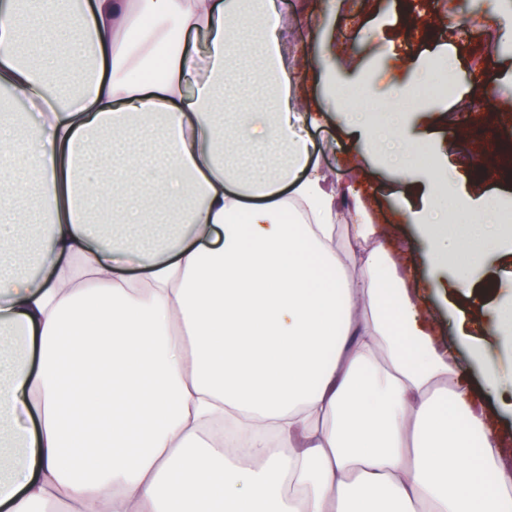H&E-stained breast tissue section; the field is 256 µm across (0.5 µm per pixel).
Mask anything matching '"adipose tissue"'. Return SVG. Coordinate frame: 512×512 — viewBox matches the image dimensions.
Wrapping results in <instances>:
<instances>
[{
	"label": "adipose tissue",
	"mask_w": 512,
	"mask_h": 512,
	"mask_svg": "<svg viewBox=\"0 0 512 512\" xmlns=\"http://www.w3.org/2000/svg\"><path fill=\"white\" fill-rule=\"evenodd\" d=\"M280 37L273 0H0V88L37 115L0 107V512H512L466 373L340 221ZM421 84L345 108L404 180ZM444 206L469 227L424 224L433 263L512 259L498 203L473 224L427 184Z\"/></svg>",
	"instance_id": "1"
}]
</instances>
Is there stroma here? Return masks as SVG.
Instances as JSON below:
<instances>
[{"instance_id": "obj_1", "label": "stroma", "mask_w": 512, "mask_h": 512, "mask_svg": "<svg viewBox=\"0 0 512 512\" xmlns=\"http://www.w3.org/2000/svg\"><path fill=\"white\" fill-rule=\"evenodd\" d=\"M285 32L281 58L286 69L301 74L306 103L300 131L312 159L335 184L352 183L356 198L369 207L380 228L378 239L393 250L401 266L421 278L423 311L435 318L439 334L456 348L457 364L481 393L494 428L512 431V389L487 381L488 363L512 361V347L489 333L499 311L512 299V280L496 257H483L466 279L456 272L430 279L429 242L411 216L421 202L420 185L399 179L393 168L358 149L343 125V114L319 68L302 69L303 55H316V35L330 37L336 67L362 69L370 82L360 96L368 110L416 71L456 75L453 95L428 98L411 108L412 130L423 135L448 174L449 194L466 199L473 214L486 200L499 201L512 217V42L498 39L501 26L512 24V0H275ZM475 25V37L459 35L462 24ZM467 110L465 123L441 124L440 113ZM491 153L489 163L471 160L475 149ZM485 347L488 360L474 350Z\"/></svg>"}]
</instances>
